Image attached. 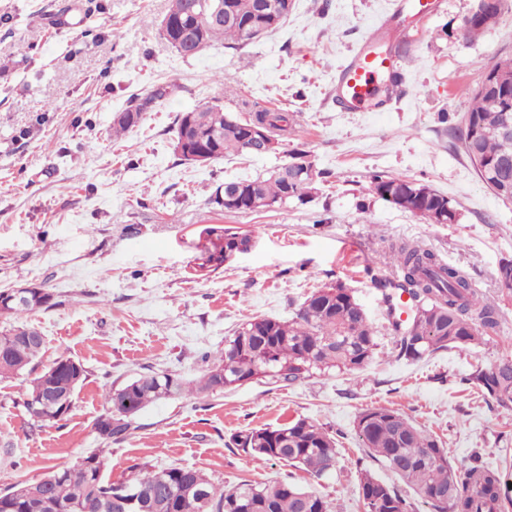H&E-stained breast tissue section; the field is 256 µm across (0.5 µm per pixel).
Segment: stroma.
<instances>
[{"instance_id": "35a3bbf8", "label": "stroma", "mask_w": 512, "mask_h": 512, "mask_svg": "<svg viewBox=\"0 0 512 512\" xmlns=\"http://www.w3.org/2000/svg\"><path fill=\"white\" fill-rule=\"evenodd\" d=\"M475 5L440 0L421 18L411 0H293L287 21L261 39L184 58L159 32L169 0H0V52L10 57L0 69V290L52 294V307L28 316L44 338L40 363L64 355L86 369L72 410L42 428L31 426L24 407L29 375L0 379V475L32 481L72 466L100 446L105 390L152 372L200 378L242 323L291 318L314 288L340 282L378 329L368 367L160 399L106 451L105 475L119 478L137 462L179 464L224 485L296 483L321 492L337 512H366L361 470L403 486L356 437L357 416L386 406L441 441L455 468L478 459L497 469L512 512V411L465 382L512 359V300L497 279L512 262V202L480 180L453 136L470 106L468 89L487 65L512 57V0L495 26L466 39L459 27ZM65 13L77 26L55 28ZM382 22L398 52V98L386 112L340 111L336 69ZM405 32L413 41H402ZM161 86L167 96L113 139L116 113ZM214 97L237 117L254 99L297 113L288 146L308 151L326 172L319 193L271 211L224 213L226 181L261 175L286 156L181 160L172 147L177 114ZM376 174L438 190L457 207L458 222L433 224L373 196ZM208 224L239 228L254 244L201 279L193 268ZM394 241L417 243L465 271L498 308L497 332L475 347L398 358L379 288L395 271L386 254ZM298 418L336 435L329 477L253 460L233 443L239 432Z\"/></svg>"}]
</instances>
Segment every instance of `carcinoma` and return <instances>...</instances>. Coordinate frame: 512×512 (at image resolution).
Returning a JSON list of instances; mask_svg holds the SVG:
<instances>
[{"label":"carcinoma","instance_id":"1","mask_svg":"<svg viewBox=\"0 0 512 512\" xmlns=\"http://www.w3.org/2000/svg\"><path fill=\"white\" fill-rule=\"evenodd\" d=\"M291 0H170L169 25L161 29L163 39L178 54L195 57L215 42L232 48L248 44L278 29L291 11ZM466 38L485 31L478 10L460 26ZM468 114L477 125L462 124L457 140L476 167L482 182L491 190L502 184L512 187V111H504L501 99L492 93L469 91ZM154 94L137 100L114 119L112 136L134 126L142 113L152 108ZM249 119L242 121L224 111L219 99L200 103L177 116L175 140L187 137L199 154L210 163L227 154H251L246 126L253 125L268 134L277 154L295 130L296 113L273 112L259 103H244ZM289 161H301L307 171L291 180L277 166L252 179L224 183V212L242 213L273 210L290 201L304 203L318 191L324 172L317 169L307 151L295 149ZM369 191L379 199L421 217L458 215L447 196L428 185L405 178L375 174ZM208 235L207 251L223 255L246 244L251 236L222 225L202 230ZM392 263L401 272V288L409 295L407 319L396 325L400 334L397 357L418 361L439 351L467 348L496 331L499 313L472 288L461 270L444 264L430 250L415 243L389 245ZM52 295L41 291L25 307L9 313L14 324L0 331V351L13 345L32 326L25 316L51 305ZM378 330L369 320L353 292L340 283L315 289L297 307L289 320L256 317L243 323L233 336L224 340V351L197 382H186L168 373L141 375L124 386L128 390L130 415L167 396L192 393L198 396L217 387L236 388L246 383L292 384L330 371L354 374L363 370L377 349ZM42 341L22 348L20 355L0 354V377L10 378L32 372L38 365ZM84 366L61 356L44 367L30 381L29 394L50 387L68 400V408L58 417L32 421L44 427L63 419L73 406L75 392L85 380ZM481 393L504 410H512V360L466 378ZM374 420L356 426L362 450L382 461L415 494L430 506L431 512H501V482L497 471L488 466H471L457 471L448 462V450L408 418L388 407L371 410ZM130 421L110 424L97 419L96 430L102 443L124 438ZM233 443L257 460L287 461L315 479L329 475L336 465V438L307 419L277 427L251 428L235 436ZM81 469L50 483L44 494L53 507L44 512H117L108 506L116 482L103 475L104 461L97 453L83 457ZM139 493L142 512H194L198 502L207 504L204 512H335L334 506L314 491L282 481L250 483L243 481L216 485L200 469L169 466L154 470L134 464L120 479ZM359 489L367 512H413L399 490L369 471H361Z\"/></svg>","mask_w":512,"mask_h":512}]
</instances>
